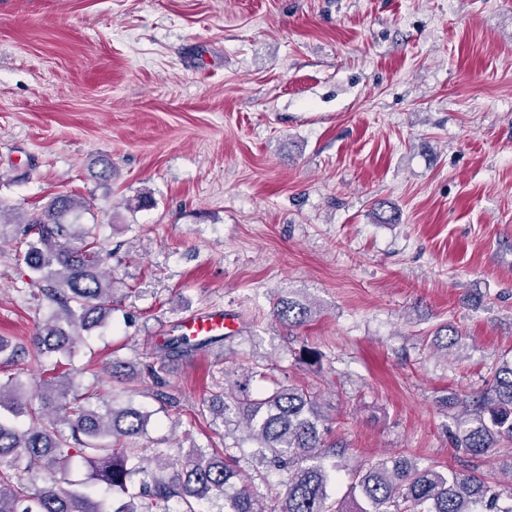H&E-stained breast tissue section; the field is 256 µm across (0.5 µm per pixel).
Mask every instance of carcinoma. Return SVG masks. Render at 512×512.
<instances>
[{
	"label": "carcinoma",
	"mask_w": 512,
	"mask_h": 512,
	"mask_svg": "<svg viewBox=\"0 0 512 512\" xmlns=\"http://www.w3.org/2000/svg\"><path fill=\"white\" fill-rule=\"evenodd\" d=\"M89 210L90 202L60 195L13 225L39 292L58 306L57 321L32 339L39 357L60 352L73 358L80 332L112 318L115 288L104 270L107 256L93 230L77 223ZM312 313L310 305L289 296L274 307L276 320L288 325L303 324ZM212 342L178 336L159 361L190 356ZM28 355L25 346L0 337L1 364ZM76 374L42 379L37 409L16 376L0 379V512H196L198 503L220 499L221 512H512V493L503 495L478 474L422 468L400 454L352 469V506H346L330 494L332 475L346 468L345 449L323 440L320 403L300 385L251 392L250 378L265 377L262 371L224 388L220 406L205 399L200 408L223 416L226 429L244 424L255 443L248 460L227 443L191 448L173 461L162 450L149 457L134 439L145 433L151 414L131 405L92 403L95 391L73 392ZM19 417L28 419L22 429L15 424ZM454 421L458 457L477 458L512 443V360L499 365L483 400ZM81 463L89 468V481L112 492L110 498L94 500L75 489L70 475ZM267 466L286 474L282 489L271 496L256 485L265 481ZM39 471L48 474L44 486L24 482V475Z\"/></svg>",
	"instance_id": "obj_1"
}]
</instances>
